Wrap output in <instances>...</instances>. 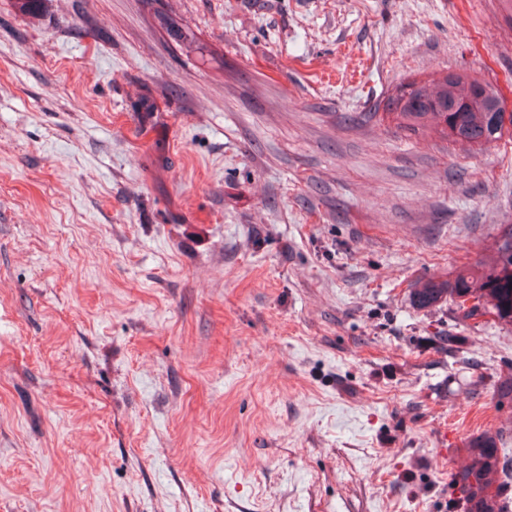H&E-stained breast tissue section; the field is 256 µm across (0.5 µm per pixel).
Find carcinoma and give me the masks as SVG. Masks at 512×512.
Here are the masks:
<instances>
[{
  "label": "carcinoma",
  "mask_w": 512,
  "mask_h": 512,
  "mask_svg": "<svg viewBox=\"0 0 512 512\" xmlns=\"http://www.w3.org/2000/svg\"><path fill=\"white\" fill-rule=\"evenodd\" d=\"M408 82L396 89L388 105L399 110L406 120L404 128L416 132L433 121L448 131L452 127L471 147L488 148L500 141L506 128L501 113L489 106L499 97V90L485 83V103L475 112H408L400 107L406 96L432 93L441 86L434 82L416 89ZM494 262L487 267L463 269L454 280L429 279L414 289L413 297L421 308H428L441 300L451 299L465 319L476 315H491L502 325L512 326V225L507 224L493 242ZM469 463L452 474L449 487L454 501L465 512H512V459L500 455L495 438L480 437L468 448Z\"/></svg>",
  "instance_id": "1"
}]
</instances>
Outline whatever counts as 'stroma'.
I'll list each match as a JSON object with an SVG mask.
<instances>
[{
  "label": "stroma",
  "instance_id": "1",
  "mask_svg": "<svg viewBox=\"0 0 512 512\" xmlns=\"http://www.w3.org/2000/svg\"><path fill=\"white\" fill-rule=\"evenodd\" d=\"M508 12L0 0V512H461L469 441L512 456V326L411 290L491 263L512 137L385 107L512 105ZM456 74H448V85L446 84V91L443 95L433 98H406V95H420L428 90L430 93H435L436 89L441 86L439 82H433L426 87L413 89L416 81L401 84L396 89V94L388 99L387 104L394 107L400 112H396L404 120L406 124L404 128L412 132H417L420 128L424 127L428 121H433L437 125L443 127V133L446 132V137H449L448 126L457 129L459 135L468 142L469 147H479V149L488 148L494 143L500 141L506 132H509V127L512 128L510 112H507L505 100L502 98L498 101L493 112L489 106L490 99L499 97V90L492 84L485 82V103L475 112H467L477 102L482 100L480 84L476 92L469 97L460 98L455 93ZM448 91V95H447ZM405 105L407 110L400 106ZM422 108L433 110L435 112H418ZM452 112V113H445ZM501 112H504L503 117L505 123L510 126L506 128ZM450 138V137H449Z\"/></svg>",
  "mask_w": 512,
  "mask_h": 512
}]
</instances>
